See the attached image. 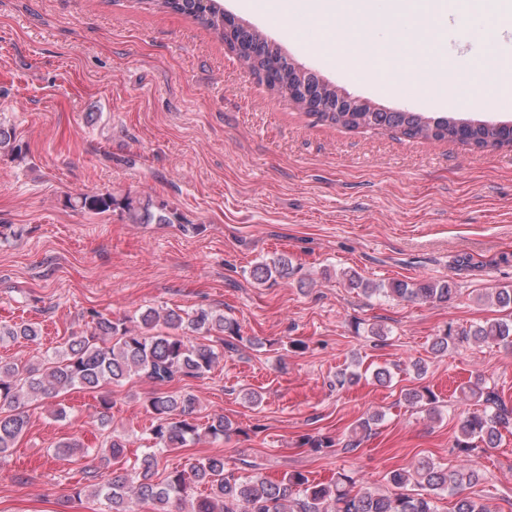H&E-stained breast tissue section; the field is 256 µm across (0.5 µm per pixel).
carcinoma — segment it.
I'll use <instances>...</instances> for the list:
<instances>
[{
	"label": "carcinoma",
	"instance_id": "cac0c4a2",
	"mask_svg": "<svg viewBox=\"0 0 512 512\" xmlns=\"http://www.w3.org/2000/svg\"><path fill=\"white\" fill-rule=\"evenodd\" d=\"M165 11L189 16L239 46L238 57L256 76L265 75L269 88L277 96H293L294 104L306 113L348 130L360 128L398 129L409 138L433 142H459L477 149H512V124L468 121L454 117H427L417 112H387L369 102L352 98L336 111V87L291 62L280 48L260 32L236 22L224 13L222 0H146ZM18 154L13 130L0 125V153ZM73 208L102 213L119 208L131 224H173L178 214L129 196L112 192L79 194L69 199ZM294 274L290 259L278 255L265 259L250 270L258 284L288 280ZM349 285L368 296L400 300L445 303L456 294L447 280L410 283L392 280L374 283L355 272H345ZM494 304L510 310L509 317L485 320L468 327L448 329L432 342L431 350L444 353L463 343L495 344L512 347V287L496 290ZM90 335H75L66 345L46 355L37 364L0 362V461L5 460L29 426L28 403L48 401L69 389L98 392L109 384H120L137 375L158 386L182 377L200 378L211 371L219 358L212 346L196 343L193 337L238 335L237 323L222 313L205 308L191 312L149 308L137 317L112 320L97 311L90 312ZM40 330L33 323L0 325V341L34 342ZM362 374L353 364L336 373V385L353 386ZM462 399L475 402L477 408L462 414L457 421L456 445L471 448L480 443L496 448L502 431L512 427V408L507 407L482 376L460 388ZM406 401L429 405V415L437 416V397L423 386L404 393ZM153 415L150 429L152 451L139 462L124 467L127 435L115 429L102 435L94 448L77 439L55 444L52 454L71 458L78 454L95 455L114 466L112 479L92 485L89 495L104 497L111 512H136L139 505L152 506V512H438L437 500L445 493L456 496L454 512H488L486 506L465 494L467 486L479 480L475 470H448L422 458L411 468L388 474L397 491L383 493L356 488L351 472H339L328 484L315 483L301 472L280 480L262 474L259 465L248 463L245 475L235 476L226 469L222 456L198 459L188 468L174 470L162 482L153 476L159 464L158 453L182 448L203 437L222 439L231 432L224 415H214L205 424L195 417L196 399L186 393L158 391L145 401ZM382 415L374 413L359 420L345 449L359 446V435L371 430ZM422 489L409 493L407 485ZM204 485L209 493L194 498L192 489Z\"/></svg>",
	"mask_w": 512,
	"mask_h": 512
}]
</instances>
